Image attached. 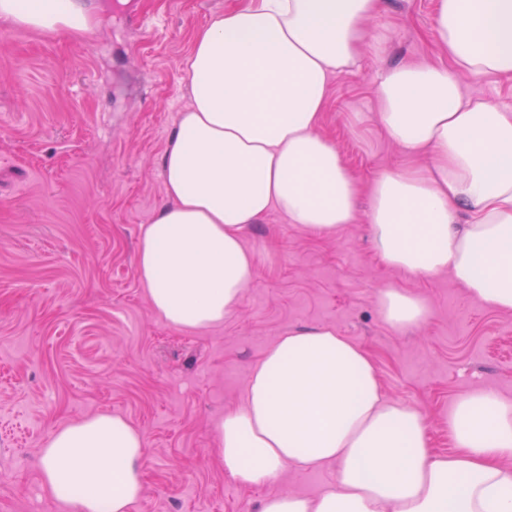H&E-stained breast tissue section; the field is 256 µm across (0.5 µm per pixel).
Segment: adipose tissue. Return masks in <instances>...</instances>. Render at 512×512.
Segmentation results:
<instances>
[{
    "instance_id": "adipose-tissue-1",
    "label": "adipose tissue",
    "mask_w": 512,
    "mask_h": 512,
    "mask_svg": "<svg viewBox=\"0 0 512 512\" xmlns=\"http://www.w3.org/2000/svg\"><path fill=\"white\" fill-rule=\"evenodd\" d=\"M385 0H249L196 34L190 103L162 156L168 198L141 229L137 273L170 326H219L255 273L243 234L270 211L328 234L370 201L374 248L412 275L449 272L512 312V107L464 94L459 77L512 75V0H438L448 66L399 63L377 88L406 157L367 184L320 132L331 77L387 36L367 24ZM89 0H0V26L76 34ZM382 321L421 325L428 308L379 292ZM453 452L429 451L423 413L387 400L366 351L331 326L288 330L253 367L240 407L215 426L216 457L244 484L291 466L336 468L319 496L265 497L259 512H512V401L490 391L448 412ZM142 433L119 415L59 426L41 448L44 487L77 512H131L143 493Z\"/></svg>"
}]
</instances>
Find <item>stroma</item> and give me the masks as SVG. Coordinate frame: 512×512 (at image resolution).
<instances>
[{"instance_id": "1", "label": "stroma", "mask_w": 512, "mask_h": 512, "mask_svg": "<svg viewBox=\"0 0 512 512\" xmlns=\"http://www.w3.org/2000/svg\"><path fill=\"white\" fill-rule=\"evenodd\" d=\"M249 0H95L88 34L0 28V512H68L41 482L57 426L123 416L143 434L132 512H257L282 492L318 496L336 469L291 467L246 486L224 472L215 422L240 406L253 365L288 329L330 325L373 359L387 399L425 416L433 454L454 446L448 411L477 390L512 400V313L470 298L449 273L411 276L373 252L368 198L329 234L272 211L244 236L256 272L223 324L163 322L140 284L137 242L167 201L160 159L194 35ZM437 0H386L382 52L334 74L320 127L363 182L404 163L376 87L397 62L437 66ZM411 291L423 324L381 319L380 288Z\"/></svg>"}]
</instances>
